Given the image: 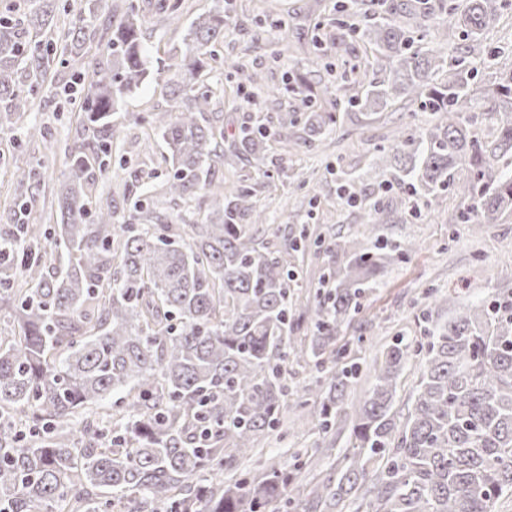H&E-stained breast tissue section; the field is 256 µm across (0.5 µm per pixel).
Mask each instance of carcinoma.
<instances>
[{
    "mask_svg": "<svg viewBox=\"0 0 512 512\" xmlns=\"http://www.w3.org/2000/svg\"><path fill=\"white\" fill-rule=\"evenodd\" d=\"M182 0H154L155 13L180 19ZM512 0H388L356 23H336L341 81L325 86L352 107L377 113L406 97L430 113L427 126L398 130L379 147L383 165L341 187L396 183L429 203L444 191L460 200L456 217L478 233L484 221L512 216V67L471 83L469 58L485 53L484 33ZM56 0H20L0 13V135L25 125L30 94L55 82L51 64L70 72L60 93L84 110L67 153L48 222L33 219L0 234V512H495L512 492V297L479 311L462 308L426 336L402 338L369 369L371 388L355 411L351 449L336 476L296 484L313 459L293 455V471L257 459L256 442L282 439L283 411L310 409L327 434L343 423L358 367L337 366L343 322L394 256L377 245L333 250L345 261L317 309L316 335L292 348L299 328L289 303L294 270L251 226L281 227L256 209L244 186L230 196L213 181L226 161L259 159L266 133L242 130L224 147L223 113L212 112L203 70L230 24L219 4L190 24L183 53L164 70L178 112L149 124L166 148L168 199L204 194L202 224H154L140 204L142 177L118 199L92 205L118 130L112 118L149 76L143 19L131 9L98 22L94 0L58 26ZM437 15L463 44L450 59L414 46L413 22ZM359 35L373 60L350 58ZM106 41L105 58L81 53ZM333 116L304 113L303 130L324 134ZM20 186L36 182L29 161L0 153ZM93 218H88L89 206ZM363 234L377 238L387 212L365 208ZM248 216L252 224H242ZM322 368L313 402L288 401L289 358ZM418 366L412 409L398 422L397 380ZM215 467L229 473L200 479Z\"/></svg>",
    "mask_w": 512,
    "mask_h": 512,
    "instance_id": "cac0c4a2",
    "label": "carcinoma"
}]
</instances>
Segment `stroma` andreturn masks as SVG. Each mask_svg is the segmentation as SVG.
<instances>
[{
	"label": "stroma",
	"mask_w": 512,
	"mask_h": 512,
	"mask_svg": "<svg viewBox=\"0 0 512 512\" xmlns=\"http://www.w3.org/2000/svg\"><path fill=\"white\" fill-rule=\"evenodd\" d=\"M232 23L214 46V60L204 83L224 98V139L232 141L246 125H266L273 136L260 162H239L219 167L218 178L225 191L249 185L257 208L270 223L286 230L305 231L309 248L293 252L287 238L276 248L287 255L300 273L292 288L291 303L299 310L316 309V291L332 262L315 240H349L361 249L371 242L362 234L366 220L362 208L346 204L337 188L345 175L379 161L377 148L384 135L395 128L414 130L426 126L430 116L409 99L384 110L370 121L358 108L324 94L319 78L325 77L326 63L335 61L330 46L315 48L318 30L335 26V0H227ZM214 0H183L180 20L171 24L151 11L146 0H98L99 17L138 7L143 17L142 34L150 59H164L183 49L191 20L208 11ZM288 38V54H279L280 38ZM238 59L244 72L256 75L254 85L242 84L240 75L225 69V58ZM243 72V73H244ZM27 129L18 136L0 137V150L22 159L37 158L39 195L58 186L65 170V145L75 134V112L80 101H65L41 88L32 98ZM321 112L335 113L337 121L320 137H308L301 126L289 127L278 135L284 115L298 116L307 105ZM163 81L148 80L126 95L113 121L120 142L112 146V162L97 183V193L120 185L131 173L150 174V193H159L168 166L160 139L147 117L171 109ZM368 203L388 211V222L379 237L392 245L414 243L409 257L387 265L374 288L361 300V310L339 331V345L347 349L346 360L361 366L362 372L345 400L347 414H354L371 383L368 368L398 336H421L427 330L422 313L427 310L428 289L452 295L456 304L483 307L498 296L512 292V216L484 224L479 235H471L464 224L454 223L459 200L443 192L431 206L410 211L399 201L398 191L369 189ZM348 431L322 435L317 424L293 428L285 440L263 441V458L281 467L291 466L296 450L317 449L312 471L300 473V480L312 474L324 475L341 454Z\"/></svg>",
	"instance_id": "obj_1"
}]
</instances>
